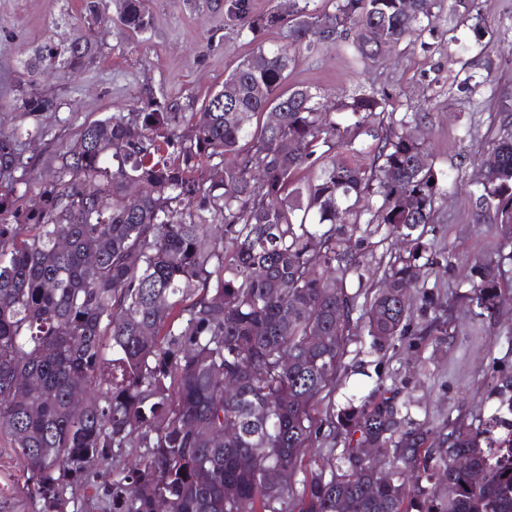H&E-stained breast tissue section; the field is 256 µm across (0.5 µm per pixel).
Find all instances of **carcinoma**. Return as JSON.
Returning a JSON list of instances; mask_svg holds the SVG:
<instances>
[{"label":"carcinoma","mask_w":512,"mask_h":512,"mask_svg":"<svg viewBox=\"0 0 512 512\" xmlns=\"http://www.w3.org/2000/svg\"><path fill=\"white\" fill-rule=\"evenodd\" d=\"M85 0V14L147 31L145 0ZM251 28L252 0H207ZM479 32L488 0H457ZM435 0H288L279 19L288 42L261 47L224 79L190 119L173 101L149 98L136 112L83 125L57 157L34 200L19 193L33 170L22 134L45 135L60 103L23 83L15 107L33 130L0 131V435L32 481L38 512H69L75 491L104 478L106 512H288L290 485L273 488L265 469L295 467L322 423L312 411L336 386L358 293L366 287L363 247L380 233L408 245L388 266L366 310L370 348L443 332L435 316L411 328L405 290L417 262L444 271L448 256L425 239L445 174L421 167L422 144L384 124L390 97L362 92L328 106L310 86L287 84L292 54L343 42L372 59L383 43L423 31ZM77 32L32 50L29 79L56 68L79 71L97 56ZM272 105H285L277 124ZM372 143L365 144V138ZM364 152L369 163L336 160ZM224 168L205 175L204 164ZM476 202L492 223L512 228V126L503 125L481 161ZM314 170L300 185L296 173ZM415 204L404 206L401 199ZM67 241L65 248L58 239ZM355 240V248L341 243ZM98 246L95 262L87 259ZM471 300L492 316L502 292L499 266L477 264ZM288 358V369L281 358ZM85 395L81 413L71 405ZM499 408L512 414V376L498 380ZM395 396L375 393L327 419L349 448H393L416 463L429 430L396 434ZM230 421L239 433L208 438ZM450 434L442 477L448 502L428 512H512V462L493 441ZM141 449L131 467L123 452ZM485 473L481 485L455 465ZM347 469L307 478L299 512H409L404 484L374 461L345 456Z\"/></svg>","instance_id":"cac0c4a2"}]
</instances>
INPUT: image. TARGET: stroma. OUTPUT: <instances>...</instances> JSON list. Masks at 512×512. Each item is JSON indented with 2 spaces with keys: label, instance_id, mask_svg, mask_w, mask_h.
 <instances>
[{
  "label": "stroma",
  "instance_id": "35a3bbf8",
  "mask_svg": "<svg viewBox=\"0 0 512 512\" xmlns=\"http://www.w3.org/2000/svg\"><path fill=\"white\" fill-rule=\"evenodd\" d=\"M82 5V0H0L1 131L18 123L13 100L31 49L45 38L64 40L84 29ZM145 5L147 32L133 34L110 22L85 29L98 57L80 71L57 69L40 77L38 91L56 98L61 109L51 134L25 144L34 183L51 178L58 154L83 124L130 112L149 95L176 101L188 114L200 111L244 58L285 41L280 28L253 32L193 0H145ZM454 8L453 0H438L429 31L382 50L376 61L359 62L352 51L327 42L297 50L288 70L289 83L317 88L332 102L361 91L389 93L393 121H406L407 132L425 146L428 162L446 175L426 237L453 257L447 271L420 268L419 285L406 296L417 327L426 319L420 310L423 293L438 297L447 335L413 336L375 355L367 349L365 320H353L336 389L315 412L323 419L372 390L397 392L403 425L430 430L434 459L445 453L449 434L475 431L495 414L498 401L490 387L496 378L512 375V243L499 225L479 220L472 197L481 179L478 160L505 119L501 99L512 97V0H493L479 42ZM474 71L483 74L484 83L459 92L460 82ZM402 249L381 235L370 238L371 285L361 289L358 304L381 287L384 270ZM498 255L508 286L495 315L486 319L470 302V287L476 259ZM346 450L343 435L319 434L305 467L293 468L290 483L302 490L312 469L331 478L341 471ZM32 488L17 454L0 437V512H38Z\"/></svg>",
  "mask_w": 512,
  "mask_h": 512
}]
</instances>
